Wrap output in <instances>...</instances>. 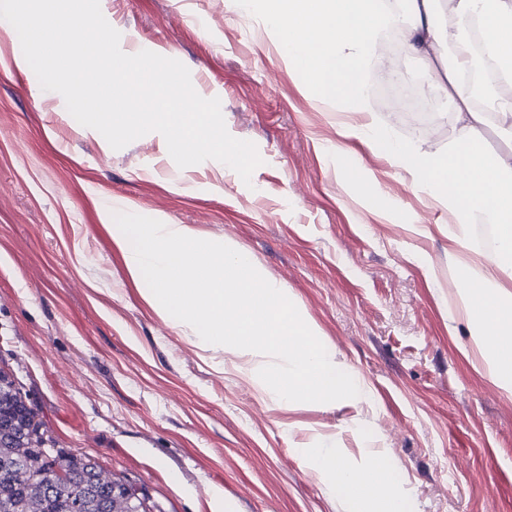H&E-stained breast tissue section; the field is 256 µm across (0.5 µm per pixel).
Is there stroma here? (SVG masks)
<instances>
[{
  "label": "stroma",
  "instance_id": "1",
  "mask_svg": "<svg viewBox=\"0 0 512 512\" xmlns=\"http://www.w3.org/2000/svg\"><path fill=\"white\" fill-rule=\"evenodd\" d=\"M123 52L163 51L219 98L263 160L243 183L179 168L159 133L115 150L43 90L0 20V366L55 447L99 458L164 512H357L303 453L385 458L399 512H512V394L492 382L448 274L447 209L386 157L357 115L312 94L270 28L234 0H100ZM432 127L378 121L447 154L454 108L406 50ZM165 217L237 243L317 323L359 385L283 407L231 356L201 350L146 302L112 240L113 212Z\"/></svg>",
  "mask_w": 512,
  "mask_h": 512
}]
</instances>
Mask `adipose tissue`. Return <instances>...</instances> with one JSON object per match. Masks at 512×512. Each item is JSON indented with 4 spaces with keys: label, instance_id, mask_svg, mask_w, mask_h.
I'll list each match as a JSON object with an SVG mask.
<instances>
[{
    "label": "adipose tissue",
    "instance_id": "adipose-tissue-1",
    "mask_svg": "<svg viewBox=\"0 0 512 512\" xmlns=\"http://www.w3.org/2000/svg\"><path fill=\"white\" fill-rule=\"evenodd\" d=\"M440 0H407L412 23L406 30L409 52L430 68L442 72L455 110L458 135L447 156L415 143H396L383 138L388 157L414 181L434 189L436 202L448 209L454 222L448 227L450 252L459 261L448 272L463 282L459 293L469 318L477 325V345L490 378L512 391V305L500 296L503 280H512V155L490 156L476 137L487 119L477 110L461 74L471 65L467 55L447 61L438 51L446 35L437 28ZM462 20L477 18L485 49L502 76L512 79V0H452ZM493 224L498 249L485 253L475 249L469 226L476 221ZM305 456L325 484L341 487L358 505H373L375 512H393L395 495L386 481L381 456L372 455L355 465L335 448L318 443Z\"/></svg>",
    "mask_w": 512,
    "mask_h": 512
}]
</instances>
